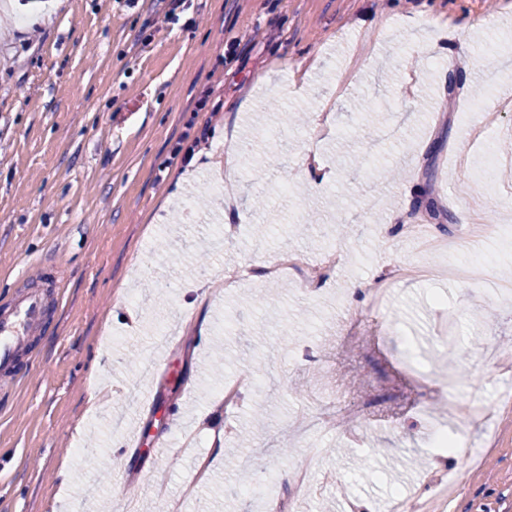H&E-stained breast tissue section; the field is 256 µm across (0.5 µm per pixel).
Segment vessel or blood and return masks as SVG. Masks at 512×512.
<instances>
[{
    "mask_svg": "<svg viewBox=\"0 0 512 512\" xmlns=\"http://www.w3.org/2000/svg\"><path fill=\"white\" fill-rule=\"evenodd\" d=\"M49 302L39 286H32L13 305L0 313V376L9 375L25 339L38 327Z\"/></svg>",
    "mask_w": 512,
    "mask_h": 512,
    "instance_id": "vessel-or-blood-1",
    "label": "vessel or blood"
}]
</instances>
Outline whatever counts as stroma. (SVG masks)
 Returning a JSON list of instances; mask_svg holds the SVG:
<instances>
[{"label": "stroma", "mask_w": 512, "mask_h": 512, "mask_svg": "<svg viewBox=\"0 0 512 512\" xmlns=\"http://www.w3.org/2000/svg\"><path fill=\"white\" fill-rule=\"evenodd\" d=\"M164 7L0 0V313L37 271L62 278L0 381V512H99L121 497L136 512H263L266 494L288 512H390L394 495L458 470L451 512H512V407L492 360L474 356L512 352V295L446 274L477 259L512 280V161L490 165L512 146V110L488 100L512 95V59L488 55L512 48V0H190L151 34ZM433 40L438 53L422 52ZM226 128L231 243L217 239L209 168ZM312 153L334 174L317 187ZM422 193L437 215L416 210ZM460 210L501 232L464 239L448 219ZM405 224L431 225L447 248L417 247ZM331 245L343 259L309 291ZM272 258L287 266L275 280L260 273ZM385 264L419 274L357 328L348 288ZM238 269L244 280L208 294ZM243 372L254 385L230 417L219 399ZM129 384L149 401L129 405ZM451 384L456 404H422ZM307 410L345 420L306 434L293 418ZM227 424L220 448L178 450ZM443 429L480 458L438 455ZM300 465L336 478L297 496Z\"/></svg>", "instance_id": "stroma-1"}]
</instances>
